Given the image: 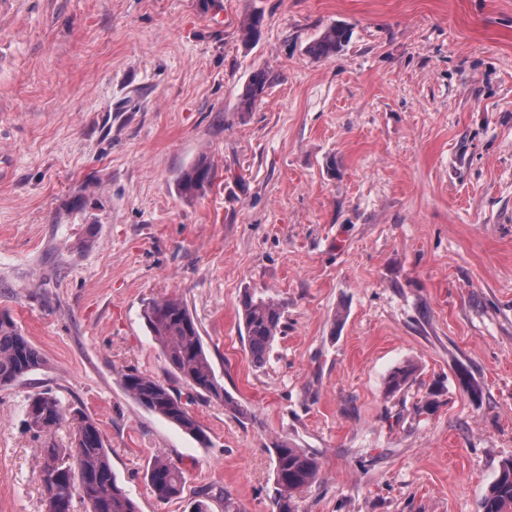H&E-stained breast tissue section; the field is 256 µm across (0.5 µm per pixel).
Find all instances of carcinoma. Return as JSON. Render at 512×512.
Instances as JSON below:
<instances>
[{
	"label": "carcinoma",
	"mask_w": 512,
	"mask_h": 512,
	"mask_svg": "<svg viewBox=\"0 0 512 512\" xmlns=\"http://www.w3.org/2000/svg\"><path fill=\"white\" fill-rule=\"evenodd\" d=\"M262 16L254 14L241 26L242 42L257 40ZM350 30L340 24L328 27L308 48L318 59L339 53L348 42ZM270 83L269 73L255 71L240 98V108L249 112L263 97ZM214 172L206 157L199 158L180 176V190L195 195L209 185ZM243 324L247 347L253 362L262 364L281 326L282 308L274 300L254 293L242 300ZM145 322L159 343L164 359L181 380L195 393L224 398V405L244 416L247 410L224 390L217 379L206 352L199 329L186 305L178 298L153 301L144 310ZM43 364L40 351L23 335L13 318L0 313V387L10 386ZM410 364L396 367L387 377L385 392L393 395L413 377ZM127 393L142 407L180 427L200 441L205 436L181 397L163 382L138 372L122 375ZM69 421L73 425L72 446L68 449L50 446L43 449L40 480L46 512L65 503L74 510V500L86 506V512H139L137 503L119 487L112 471L109 449L105 447L97 423L79 409H68L52 395L33 396L26 408V422L39 432H50ZM273 512H297L296 495L313 484L320 462L312 453L286 440L272 443ZM146 479L154 494L167 500L181 495L185 478L182 469L164 452L151 460ZM482 512H512V460L502 464L481 502Z\"/></svg>",
	"instance_id": "cac0c4a2"
}]
</instances>
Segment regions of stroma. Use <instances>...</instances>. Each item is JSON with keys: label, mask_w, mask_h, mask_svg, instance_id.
<instances>
[{"label": "stroma", "mask_w": 512, "mask_h": 512, "mask_svg": "<svg viewBox=\"0 0 512 512\" xmlns=\"http://www.w3.org/2000/svg\"><path fill=\"white\" fill-rule=\"evenodd\" d=\"M336 23L343 50L311 56ZM202 155L214 180L181 194ZM248 292L284 307L259 367ZM168 297L248 418L170 372L143 318ZM1 310L44 363L0 388V512H45L41 450L71 442L27 425L44 391L97 423L140 512L204 487L210 512H272L280 437L321 465L299 512H479L512 459V0H0ZM160 452L181 498L145 479ZM270 83L269 73L265 70L255 71L240 98V108L243 112H249L252 107L263 97ZM121 381L127 393L142 407L180 427L201 442L205 441L197 421L171 387L138 372L124 373Z\"/></svg>", "instance_id": "1"}]
</instances>
